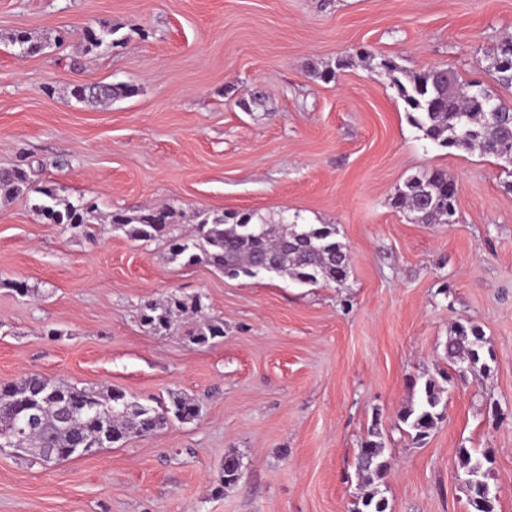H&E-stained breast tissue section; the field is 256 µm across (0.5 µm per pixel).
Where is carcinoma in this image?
Here are the masks:
<instances>
[{"label":"carcinoma","mask_w":512,"mask_h":512,"mask_svg":"<svg viewBox=\"0 0 512 512\" xmlns=\"http://www.w3.org/2000/svg\"><path fill=\"white\" fill-rule=\"evenodd\" d=\"M113 28L87 29L84 32L86 52L114 44ZM501 68L491 73L498 84L512 87V41L505 43L496 55ZM382 68L394 74L393 86L403 101L409 122L423 138L437 145L464 151L479 150L494 157L512 153V104L492 96L487 89L473 83L464 84L456 75H448L441 68L419 72L409 71L390 58L380 60ZM133 94L126 84H108L102 93L84 86L73 87L71 96L78 102H105ZM494 105L504 114L496 124L488 120V106ZM0 190L14 196L41 194L38 208L56 224H63L76 234H89L93 225L100 223L101 212L93 202L61 203L56 189L45 186L32 189L28 171L21 165L0 168ZM394 208L409 211L422 224H447L456 221L457 202L455 182L442 169L423 170L408 178L392 200ZM180 215L168 208L147 207L130 214L115 212L110 224L115 230L139 240L168 238L171 259L186 266L205 264L227 275L254 277L260 273L286 275L300 284L316 285L344 282L347 276L348 255L345 245L336 240L333 224L303 227L284 219L269 224L255 211L230 212L213 216L206 210L195 214V225L188 234L176 233ZM197 298L171 296L167 303H148L141 321L158 333L172 330L175 322L184 316L201 312ZM224 335V325L206 320L188 331L193 344H205ZM486 339L480 327L471 322L458 323L454 335L448 339V360L467 363L468 375L491 371L493 355L485 349ZM443 388L434 377L423 380L417 397L410 400L397 414L395 427L419 443L441 423L446 414ZM25 401L36 404L43 426L21 435L12 434L16 409ZM75 417L63 420L65 409ZM193 399L178 393L168 394V400L152 406L115 389L95 390L57 384L38 374L15 381L0 383V448H57L68 460L71 448H110L121 444L131 434L148 436L164 428L173 420H193L198 416ZM374 456L368 465L356 457L358 478L373 483L383 479L392 468V455L386 448L381 432L373 427L362 442ZM459 468L463 475L490 471L489 452L472 448L459 449ZM240 463L229 456L224 459L221 487L235 484L239 479ZM389 502L382 491L373 489L354 503L351 512H388Z\"/></svg>","instance_id":"carcinoma-1"}]
</instances>
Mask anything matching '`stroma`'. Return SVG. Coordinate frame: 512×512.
I'll return each instance as SVG.
<instances>
[{
    "instance_id": "35a3bbf8",
    "label": "stroma",
    "mask_w": 512,
    "mask_h": 512,
    "mask_svg": "<svg viewBox=\"0 0 512 512\" xmlns=\"http://www.w3.org/2000/svg\"><path fill=\"white\" fill-rule=\"evenodd\" d=\"M103 26L118 44L84 52V29ZM20 31L47 49L20 55ZM510 40L512 0H0V167L30 163L35 186L106 214L180 210L186 233L201 209L332 224L350 259L340 285L230 278L171 261L165 240L108 224L77 235L35 195L1 194L0 382L177 392L199 415L51 468L0 448V512H351L372 426L393 456L391 512H467L463 447L492 451L496 512H512V169L424 139L375 66L448 67L510 102L486 75ZM340 59L335 80L311 76ZM105 83L134 93L70 94ZM256 87L261 102L240 108ZM431 168L458 186L455 223L392 205ZM174 294L199 298L200 315L152 332L142 308ZM203 318L224 335L192 344ZM464 320L483 329L492 372L452 381L446 419L415 445L396 415L412 379L452 372ZM228 456L240 478L222 491ZM133 94V89L126 84H106L102 93H97L87 87L77 85L73 87L71 96L78 102H105L118 97H127Z\"/></svg>"
}]
</instances>
